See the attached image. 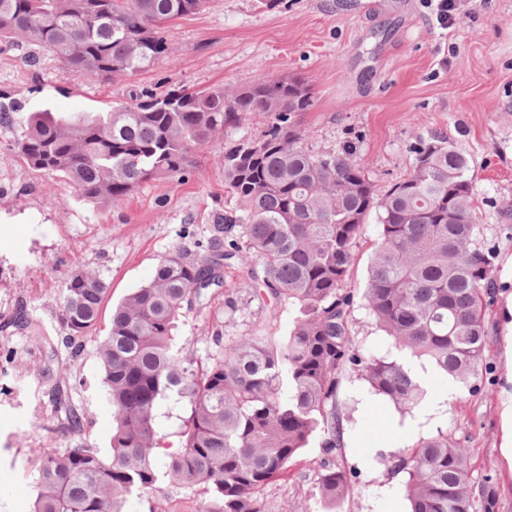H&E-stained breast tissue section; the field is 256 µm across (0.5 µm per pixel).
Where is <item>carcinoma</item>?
<instances>
[{"label": "carcinoma", "mask_w": 512, "mask_h": 512, "mask_svg": "<svg viewBox=\"0 0 512 512\" xmlns=\"http://www.w3.org/2000/svg\"><path fill=\"white\" fill-rule=\"evenodd\" d=\"M208 0H0V50L35 46L66 69L108 81L133 77L172 53L165 24ZM314 104L303 79H259L236 92L173 90L135 97L108 112L28 113L14 145L36 171L66 178L83 200L122 203L142 184L180 179L194 154L260 112L257 135L224 141V185L236 207L213 225L203 251L179 248L151 281L113 310L97 353L112 406L110 449L43 448L33 512H123L133 494L201 486L197 512H279L265 496L315 437L321 438L317 500L336 509L351 479L336 463L342 423L339 375L358 372L403 414L425 390L399 359L356 348L347 291L364 224L378 242L363 298L369 316L422 369L467 384L487 345L492 257L479 226L467 157L437 131L416 136L412 171L387 191L350 155L312 153L298 114ZM245 272L259 300H286L297 315L286 336L251 329L199 362L177 347L180 318L224 270ZM106 283L79 265L62 289L63 343L78 354L98 328ZM69 429L81 415L58 390ZM175 397L177 447L157 436L156 408ZM410 512H489L493 493L476 483L472 454L448 433L423 438L390 459Z\"/></svg>", "instance_id": "cac0c4a2"}]
</instances>
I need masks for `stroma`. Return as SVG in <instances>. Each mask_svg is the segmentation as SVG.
Listing matches in <instances>:
<instances>
[{
	"label": "stroma",
	"instance_id": "35a3bbf8",
	"mask_svg": "<svg viewBox=\"0 0 512 512\" xmlns=\"http://www.w3.org/2000/svg\"><path fill=\"white\" fill-rule=\"evenodd\" d=\"M165 36L170 59L105 83L66 73L48 57L31 67L21 51L0 53V104L22 106L13 123H0V512H32L40 449L108 450L112 409L97 339L107 331L113 304L148 283L169 253L207 243L218 216L235 206L224 186L220 138L196 153L185 180L144 183L115 206L84 201L63 178L16 161L12 148L25 113L102 112L141 91H236L282 75L313 88L314 105L299 116L310 132L308 148L351 150L382 188L410 173L416 135L447 134L469 161L478 244L492 255L487 347L475 383L426 373L423 403L404 415L354 369L342 372L336 461L349 473L352 493L339 512H406L402 478L390 474L388 460L440 430L471 448L477 482L495 492L493 512H512V467L501 448L504 388L512 372L502 317L512 293V0H465L446 28L425 0H212L207 9L170 22ZM378 234L377 218L369 217L350 273L353 334L363 351L392 358L397 351L363 299ZM77 264L102 278L108 291L96 335L86 337L75 356L58 341V315L65 279ZM19 312L55 338L53 349L6 330ZM294 315L287 301L253 298L238 271L228 269L223 288L182 317L180 344L202 361L215 350V334L229 340L262 328L284 336ZM62 376L73 384L70 400L82 417L77 432L50 395ZM319 456L318 442H311L295 476L266 489L281 512H308ZM207 499L201 487L170 488L157 498H130L124 512H196Z\"/></svg>",
	"mask_w": 512,
	"mask_h": 512
}]
</instances>
